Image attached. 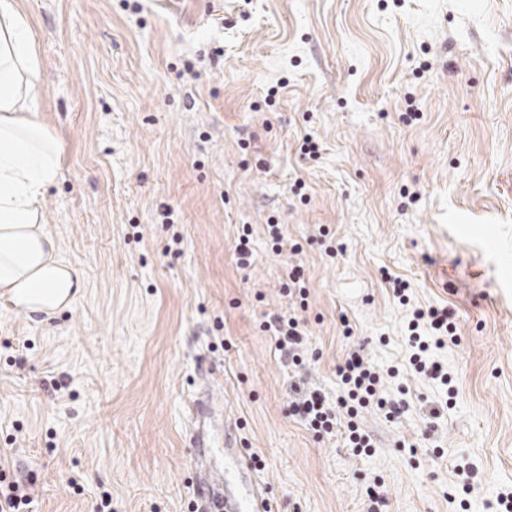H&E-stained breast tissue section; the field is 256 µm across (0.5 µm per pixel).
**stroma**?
<instances>
[{
    "instance_id": "35a3bbf8",
    "label": "stroma",
    "mask_w": 512,
    "mask_h": 512,
    "mask_svg": "<svg viewBox=\"0 0 512 512\" xmlns=\"http://www.w3.org/2000/svg\"><path fill=\"white\" fill-rule=\"evenodd\" d=\"M18 2L63 151L45 223L86 280L49 319L0 301V448L32 512L107 493L112 512H188L232 449L259 458L273 512H370L374 492L386 512H505L512 0ZM394 277L452 312L461 341L435 358L456 394L386 380L409 408L365 415L359 455L291 416L298 374L263 323L303 321L309 384L335 402L349 352L405 362Z\"/></svg>"
}]
</instances>
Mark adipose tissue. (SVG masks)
I'll return each instance as SVG.
<instances>
[{
  "mask_svg": "<svg viewBox=\"0 0 512 512\" xmlns=\"http://www.w3.org/2000/svg\"><path fill=\"white\" fill-rule=\"evenodd\" d=\"M42 61L17 0H0V298L33 314L68 308L86 286L44 224L61 146L37 117Z\"/></svg>",
  "mask_w": 512,
  "mask_h": 512,
  "instance_id": "adipose-tissue-1",
  "label": "adipose tissue"
}]
</instances>
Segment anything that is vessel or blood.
Instances as JSON below:
<instances>
[{
    "label": "vessel or blood",
    "mask_w": 512,
    "mask_h": 512,
    "mask_svg": "<svg viewBox=\"0 0 512 512\" xmlns=\"http://www.w3.org/2000/svg\"><path fill=\"white\" fill-rule=\"evenodd\" d=\"M254 469L252 456L240 450L235 452L230 470L205 473V489L196 497L197 512H267L268 504L260 492L249 493L244 498H236L226 492L228 484Z\"/></svg>",
    "instance_id": "b4317fda"
}]
</instances>
